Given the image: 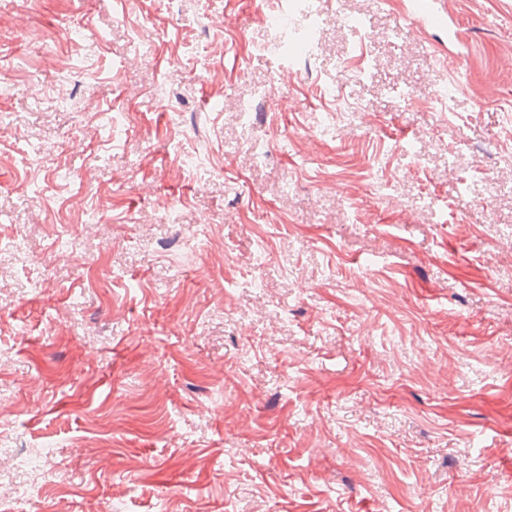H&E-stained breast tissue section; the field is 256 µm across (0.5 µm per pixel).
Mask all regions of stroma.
Wrapping results in <instances>:
<instances>
[{
    "label": "stroma",
    "instance_id": "35a3bbf8",
    "mask_svg": "<svg viewBox=\"0 0 512 512\" xmlns=\"http://www.w3.org/2000/svg\"><path fill=\"white\" fill-rule=\"evenodd\" d=\"M444 3L301 2L244 125L278 0H0V512H512V0ZM434 3L433 0H408L404 12L405 19L423 29L447 26L449 28V20L453 22L452 18L447 12L437 10Z\"/></svg>",
    "mask_w": 512,
    "mask_h": 512
}]
</instances>
